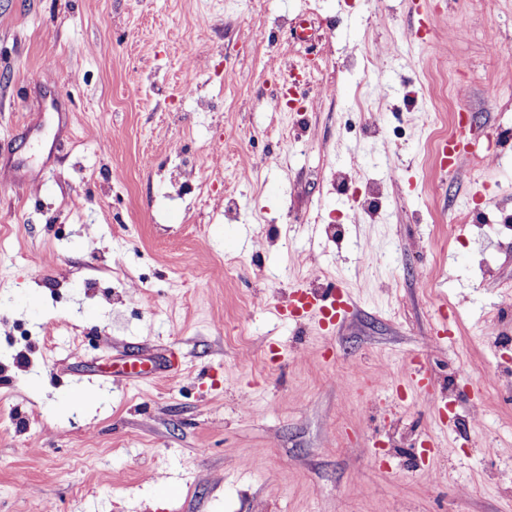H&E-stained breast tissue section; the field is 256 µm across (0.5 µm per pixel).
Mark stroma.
Listing matches in <instances>:
<instances>
[{
  "instance_id": "35a3bbf8",
  "label": "stroma",
  "mask_w": 512,
  "mask_h": 512,
  "mask_svg": "<svg viewBox=\"0 0 512 512\" xmlns=\"http://www.w3.org/2000/svg\"><path fill=\"white\" fill-rule=\"evenodd\" d=\"M494 44L512 0H0V512H512Z\"/></svg>"
}]
</instances>
